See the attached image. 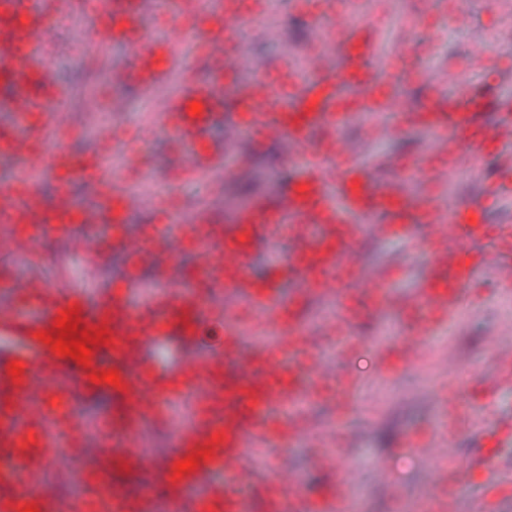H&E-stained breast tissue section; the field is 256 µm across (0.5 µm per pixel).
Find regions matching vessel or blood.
Instances as JSON below:
<instances>
[{
  "mask_svg": "<svg viewBox=\"0 0 512 512\" xmlns=\"http://www.w3.org/2000/svg\"><path fill=\"white\" fill-rule=\"evenodd\" d=\"M312 4L326 27L312 30L313 52L306 72L289 59L251 73L243 69L249 47L241 38L257 13L248 0H222L215 25L203 29L198 15L188 14L183 0H164L162 9L178 31L198 42L210 67L207 80L186 74L182 90L173 96L162 88L174 67L185 61L177 36L154 34L149 0H93V20L79 30L77 41L98 56H108L120 44L132 53V65L122 68L127 83L159 98L150 130L177 134L186 158L171 170L172 183L223 170L227 140L214 137L217 125L242 131L254 139L283 146L297 176L287 193L271 201L258 199L219 221L204 205L194 208L178 238L205 244L199 273L190 288L179 284L173 248L147 246L127 226L142 206L136 193L117 180L91 169L61 141L70 128V99L56 83L46 47L60 17V0H0V158L17 163L23 179L63 172L69 184L52 196L32 189L19 192L16 183L0 186V254L33 252L44 230L86 249L75 228L106 226L114 250L137 269L167 268L168 289L131 299L126 292L90 298L82 289L39 276L22 278L10 264L0 265V333L30 341V357L0 354V454H8L21 479L17 492L0 495V512H31L35 503L55 501L53 483L43 479L37 457L51 452L35 442L31 425L44 417L43 400L55 382L112 394L111 442L95 453L112 460L113 492L103 500L112 512H153L150 488L163 484L171 499H186L202 488L197 512H337L346 500L348 481L337 482L323 498L291 495L295 472L280 460L276 478H261L253 459L282 437L308 439L316 462L325 468L340 464L331 433L313 430L303 414L284 415L297 399L330 392L337 410L355 406L357 381L326 367L321 348L337 343L339 359L355 352L344 337L353 323L364 321L385 306L399 310L407 334L392 347L402 363L418 362L428 339L454 323L470 301L475 269L486 270L504 289L512 288V225L491 223L492 210L512 197V170L484 185L480 203L445 206L441 193L451 169L478 168L485 148L512 138V101L489 103L467 92L447 94L450 71L444 67L416 73L432 93L418 104L396 88V76L406 65L402 51L379 61L382 30L370 15L368 0H295ZM448 15L455 23L469 13L433 0L432 12H416L411 24L425 28L432 14ZM406 115L438 141L436 153H421L412 169L426 184L410 193L400 179L380 175L359 162L357 149L340 134L360 113ZM57 138L55 149L44 143ZM96 183L94 208L77 206L70 183ZM425 227L417 239V227ZM399 237L423 245L430 260L417 288L394 294L392 281L406 275L403 265L364 271L359 242L364 236ZM287 239V257L276 263L270 277L256 279L251 262L278 239ZM291 293H284L287 284ZM224 294L216 310V292ZM30 300L34 312L19 315L13 296ZM327 298L341 305L334 321L321 331L305 329L307 311ZM224 317V346L204 356L193 355L165 365L152 357L158 345L177 340L198 348L204 327L214 316ZM100 337L110 360L101 365L92 356L59 351L68 323ZM495 372L477 384L491 397L512 383V348L493 343ZM443 384L453 414L441 432L421 445L432 458L445 459L434 479L439 486L433 512H453L460 490L486 466L484 454L457 460L450 447L463 427L493 443L512 440V417L486 406L483 419L471 424L456 415L458 359L445 361ZM190 399L192 425L179 433L164 455L152 456L141 446L147 421L169 417L173 400ZM221 472L222 484L212 482ZM474 512H512V483L491 484Z\"/></svg>",
  "mask_w": 512,
  "mask_h": 512,
  "instance_id": "obj_1",
  "label": "vessel or blood"
}]
</instances>
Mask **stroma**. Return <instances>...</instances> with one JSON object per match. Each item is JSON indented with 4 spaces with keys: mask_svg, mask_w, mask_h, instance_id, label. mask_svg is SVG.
<instances>
[{
    "mask_svg": "<svg viewBox=\"0 0 512 512\" xmlns=\"http://www.w3.org/2000/svg\"><path fill=\"white\" fill-rule=\"evenodd\" d=\"M430 7V0H405L398 13L387 16L383 21V51H390L402 38L414 46L428 44L426 53H413V64L423 70L450 66L449 92L472 90L493 100L512 99V0H478L473 21L461 29L444 17L434 18L431 27L422 31L405 27V12ZM262 11L275 14L277 24L264 37L258 29H250L247 37L250 65L262 68L277 63L286 51L302 55L309 39L310 22L294 12L291 0H263ZM88 14V0H71L54 35L55 77L67 89L72 102L73 135L68 145L86 156L94 153L111 135L113 126L127 128L141 135V152L149 162L126 169L121 187L135 190L147 183L166 185L169 170L180 162L169 148L171 136L146 130L152 107L150 96L117 77L118 68L131 60L129 49L116 45L109 57L102 58L79 47L76 31L87 21ZM475 40L489 43L500 57L496 82H488L481 71L470 66L468 48ZM370 124V116L363 115L341 131L348 142L362 145L360 158L364 163H373L380 156L406 160L432 147L431 131L407 125L401 126L395 134L381 132L373 139H366ZM232 153L236 158L234 172L184 182L177 188L181 210L162 220L152 205H145L134 216L130 231L140 234L160 227L174 231L185 219L184 206L199 198L208 199L222 217L256 198L274 197L287 190L283 174L290 165L280 145L241 134ZM360 247L367 267L398 262L408 267V276L393 284L400 292L415 288L428 261L423 249L409 248L401 239L368 237ZM13 262L24 276L34 275L40 266L51 267L58 279L95 295L127 287L132 296L137 297L155 288L152 271L131 270L118 256L110 261L87 258L59 239L44 243L38 256L18 255ZM470 289L472 301L461 323L432 336L421 361L389 378L380 376L377 370V348L372 340L387 333L394 339H401L405 329L398 314L388 308L376 317L353 324L350 337L363 344L360 353L351 357L347 364L348 371L358 381L356 408L340 421L329 398L312 399L305 407L313 424L336 422L343 435L342 466L324 469L314 463L309 448L290 444L260 454L257 459L260 473L273 477L279 456L285 453L300 476L304 496L310 498L322 496L332 482L348 475L353 479L348 495L358 504V512H395L399 507L405 510L413 502L433 501L432 476L441 463L412 448L407 437L414 430H442L448 423L447 409L435 398L441 383L440 363L448 354L459 356L463 370L459 382L462 408L470 415L482 413L484 401L472 394L475 378L493 371L489 350L492 337L512 336V292L502 290L483 271L475 273ZM64 411L85 421L84 437L93 446L98 444L101 433L108 429L112 420L108 398L88 399L86 393L75 386L66 395ZM381 468L388 472L391 486L404 491V500H394L390 486L378 481L377 471ZM47 478L56 481L57 495L63 499L101 497L112 490L111 483L100 479L95 464L89 459L75 463L64 477H56L51 472Z\"/></svg>",
    "mask_w": 512,
    "mask_h": 512,
    "instance_id": "obj_1",
    "label": "stroma"
}]
</instances>
